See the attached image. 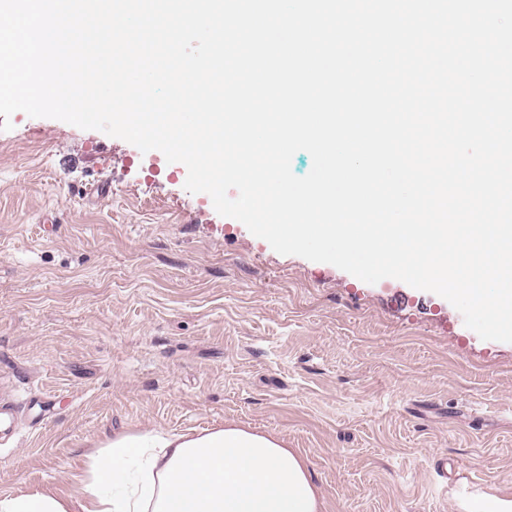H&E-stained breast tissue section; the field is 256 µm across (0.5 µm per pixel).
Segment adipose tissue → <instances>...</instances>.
<instances>
[{"mask_svg":"<svg viewBox=\"0 0 512 512\" xmlns=\"http://www.w3.org/2000/svg\"><path fill=\"white\" fill-rule=\"evenodd\" d=\"M0 512H323V502L298 452L228 423L113 434L88 455L75 495H0Z\"/></svg>","mask_w":512,"mask_h":512,"instance_id":"1","label":"adipose tissue"}]
</instances>
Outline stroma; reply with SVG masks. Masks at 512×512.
I'll use <instances>...</instances> for the list:
<instances>
[{"instance_id":"1","label":"stroma","mask_w":512,"mask_h":512,"mask_svg":"<svg viewBox=\"0 0 512 512\" xmlns=\"http://www.w3.org/2000/svg\"><path fill=\"white\" fill-rule=\"evenodd\" d=\"M11 121L0 494L68 497L116 431L233 422L295 448L324 512L512 500V343L481 339L435 293L277 253L164 154Z\"/></svg>"}]
</instances>
